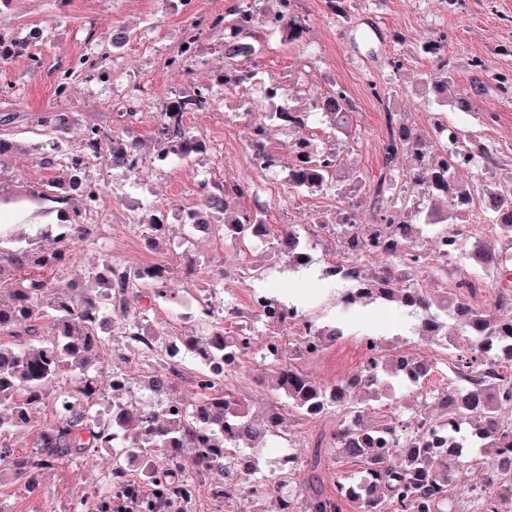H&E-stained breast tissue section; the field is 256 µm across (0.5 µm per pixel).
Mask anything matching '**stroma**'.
I'll list each match as a JSON object with an SVG mask.
<instances>
[{"label":"stroma","mask_w":512,"mask_h":512,"mask_svg":"<svg viewBox=\"0 0 512 512\" xmlns=\"http://www.w3.org/2000/svg\"><path fill=\"white\" fill-rule=\"evenodd\" d=\"M233 0H0V35L22 39L33 27L44 29L43 42L21 56L0 63V113H16L6 132L22 144L21 152L0 166V196L15 197L62 178L66 155L80 149L90 127L117 130L127 127L142 141H150L160 102L172 94L190 95L207 89L211 110L191 112L187 126L207 144L204 155L160 164L145 151L137 174L112 170L105 158L90 162L87 179L98 190V208L83 214L89 227L86 243L75 246L62 271L50 273L53 286L86 279L105 262L120 266L165 264L174 297L149 303L141 318L160 342L200 335L201 327L183 304L209 298L216 309L232 306L235 319L225 324L236 331L251 328L254 353L225 384L245 398L254 413L270 404L269 391L260 382L267 367L259 355L269 337L280 340L284 358L325 383L357 373L364 361L361 340L379 339L383 346L401 345L410 354L428 359L433 372L428 386L450 388L448 355L421 336L419 312L375 303L343 312L339 297L344 288L324 281L321 273L333 264L355 265L359 259L347 247V232L334 217L343 208V192L355 182L377 183L384 173L383 145L386 112L408 120L418 132L430 133L444 120L479 131L493 151L490 170L495 181L512 189V96L501 85H512V0H345L344 12L331 14L324 0H295L294 10L307 27L304 42L287 43L274 36L260 45L254 61L266 84L288 86L291 106L304 108L311 95L344 88L354 104L349 136L333 135L321 116L310 117L306 135L321 148L339 154L340 180L336 190L288 191L295 133L274 128L268 148L278 159L272 170L250 161L246 143L249 126L269 121V107L255 94L237 93L216 80L224 67V31L205 30L202 49L183 67L170 68L184 25L224 14ZM128 27L132 37L119 47L108 36L113 26ZM443 44L447 70H439L423 53L427 44ZM39 57L31 68V57ZM95 63L94 71L80 70V61ZM483 62L495 79L486 93L474 99V108L461 112L451 105L427 101L430 82L450 78L451 93H471L475 62ZM69 75L65 96H57L62 75ZM65 118L63 132L49 133L48 124ZM227 185L247 182L248 196L240 207L262 213L271 230L293 226L309 253L308 273L298 276L284 259H267L266 246H238L213 232L193 238L179 222L183 210L196 206L202 182ZM24 217L5 230L55 247L56 205L36 199L26 202ZM151 212L164 221L165 234L151 246L139 220ZM264 289L273 299L295 300L303 315L317 324H339L343 334L319 355H303L293 328L267 325L249 305L252 289ZM338 416L327 410L316 416L290 418L283 430L255 448L258 469L277 475L293 487L320 488L334 493L336 475H354L351 460L319 439L335 429ZM290 444L301 453L291 470L275 467L274 450ZM107 467L106 459H87L49 470L33 495L18 483L0 497V512H65L85 488ZM274 495L241 490L230 499H216L201 490L188 512H277Z\"/></svg>","instance_id":"1"}]
</instances>
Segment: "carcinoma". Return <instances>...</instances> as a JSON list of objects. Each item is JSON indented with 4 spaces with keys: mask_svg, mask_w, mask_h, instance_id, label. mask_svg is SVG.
Returning <instances> with one entry per match:
<instances>
[{
    "mask_svg": "<svg viewBox=\"0 0 512 512\" xmlns=\"http://www.w3.org/2000/svg\"><path fill=\"white\" fill-rule=\"evenodd\" d=\"M262 0H235L234 5L212 25L224 26V84H251L258 97L268 103L288 99V89L266 86L256 81L254 70L240 65L256 52L261 39L280 34L290 43L304 40L306 27L290 7V0H277V8L267 10ZM202 28L196 22L183 29L181 44L185 48L170 59L175 65L195 57L200 49ZM211 105L210 97L199 90L191 96L179 97L160 104L151 138L157 160L172 157L182 160L201 154L206 144L185 127L189 112ZM312 111L331 118L336 132L350 134L353 103L345 90L338 87L316 97ZM271 120L288 128H305L302 112L278 105ZM387 141L384 144L386 164L401 153L413 157L415 167L407 179L421 185L429 196L442 201L444 207L427 212L425 223L458 225L476 204H481L491 222L501 227L502 234L512 236V191L477 174L471 182H461L456 174L473 167V160L489 154L488 147L473 133L441 122L434 137L425 138L397 115L387 113ZM271 129L263 124L248 127L247 143L253 156L261 158L265 167L276 166L267 151ZM84 148L94 154H105L112 168L126 171L132 161L142 157L143 142L127 130L107 131L97 127L87 130ZM85 152L75 151L68 162L65 181L51 201L59 205L60 246L42 250L33 243L4 247L0 245V273L7 269L22 271L38 268L54 271L70 260L71 246L89 238L88 226L76 222L85 200L95 191L77 189L86 180ZM338 154L320 151L304 135L294 143L288 185L297 190L332 189L336 186ZM397 181L392 174L379 179L372 202L364 194H349L346 206L336 216V223L351 226L347 244L354 254L381 252L389 264L366 274L354 270L355 285L347 292L348 306H365L376 301L396 303L422 314V335L448 351V364L455 376L451 390L428 392L424 380L433 372L432 364L416 360L414 382L423 400L408 408L409 420L391 421L392 415L374 412L364 421L368 409L360 406L356 394L370 400H383V391L401 382L395 353L380 349L364 359L362 369L350 380L340 379L324 384L300 366L283 359L270 362L273 370L269 390L286 401L288 412L310 415L329 408L340 414V422L329 442L338 454L354 462L357 477L354 491L344 493L342 476L336 480V496L320 491L295 489L284 492L281 481L272 476H255L251 457L240 456L248 445L264 439L281 427L286 416L281 409L270 410L259 418L224 385V378L202 370L194 379L197 398L189 407L168 403L157 407L137 405L128 398L127 379L117 378L109 384V417L91 415L99 389L89 372L100 360L105 338L99 334L106 316L127 324L125 336L129 345L145 348L168 358V374L151 379V387L161 392L181 377L180 368L169 360L167 348L136 317L131 316V299L138 286L151 288L158 299L172 291L162 265H154L153 277L144 279L128 267L105 264L87 280L51 291L49 283L30 277L13 289L10 302L0 305V477L21 482L30 491L39 488L43 473L69 460H78L101 448L112 450V468L93 483V497L85 504V512H120L123 502L134 500L140 512H185L201 489L205 474L216 470L227 473L224 482L209 486L216 499L232 496L243 482L255 493L278 494L279 512H293L294 502L303 500V512H343L349 504L354 512H448L454 502L453 476L461 465L482 473L476 485L472 512H501L491 487L502 479L504 470L488 475L487 458L494 446L512 438V372L502 370V349L512 351V293L499 295L495 305L480 306L474 302L479 287L460 285L441 288L440 296L431 294L416 279L411 268H404L402 257L419 251L420 230L395 214L396 205L388 196ZM245 184L206 183L200 207L207 209L213 222L221 226L224 236L244 244L252 239L270 236L261 213L248 209L230 210V200L248 194ZM367 212L371 222L364 231L356 229L355 215ZM271 253L288 263H307L300 237L293 228L274 237ZM471 255L484 268H501L499 250L486 242L471 244ZM50 321L51 331L44 334L41 323ZM202 337L187 336L182 346L202 364L217 359H245L251 342L245 328L230 334L220 321L203 322ZM11 340L5 341L3 337ZM342 336L336 325L319 326L305 322L302 347L308 355L323 350ZM467 337L466 347L457 346L458 338ZM67 378L71 387L54 398L55 419L43 427L31 448L18 450L4 440L20 435L32 415L45 403L56 380ZM452 405L450 412L473 422L472 431L479 439L463 443L459 458L435 453L431 435L448 423V414L433 412L427 399ZM158 449L165 462L152 464L145 479L137 482L125 478L120 465L124 453H152Z\"/></svg>",
    "mask_w": 512,
    "mask_h": 512,
    "instance_id": "cac0c4a2",
    "label": "carcinoma"
}]
</instances>
